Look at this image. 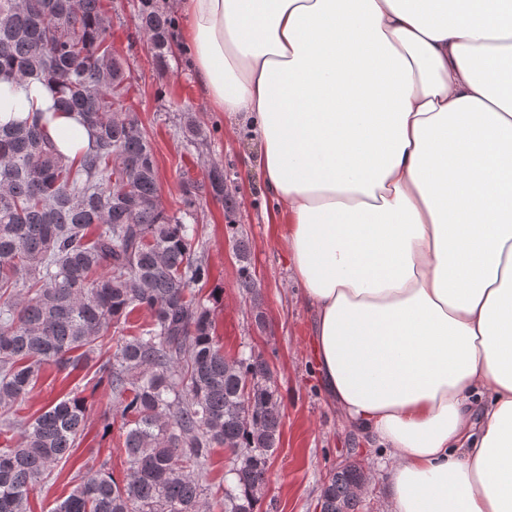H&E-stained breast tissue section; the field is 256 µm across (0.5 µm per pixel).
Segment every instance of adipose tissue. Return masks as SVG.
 I'll return each instance as SVG.
<instances>
[{"instance_id": "1", "label": "adipose tissue", "mask_w": 512, "mask_h": 512, "mask_svg": "<svg viewBox=\"0 0 512 512\" xmlns=\"http://www.w3.org/2000/svg\"><path fill=\"white\" fill-rule=\"evenodd\" d=\"M390 512H512V0H181Z\"/></svg>"}]
</instances>
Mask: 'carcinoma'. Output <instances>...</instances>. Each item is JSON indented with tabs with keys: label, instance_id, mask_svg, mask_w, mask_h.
<instances>
[{
	"label": "carcinoma",
	"instance_id": "cac0c4a2",
	"mask_svg": "<svg viewBox=\"0 0 512 512\" xmlns=\"http://www.w3.org/2000/svg\"><path fill=\"white\" fill-rule=\"evenodd\" d=\"M138 26L164 67L172 20L140 0ZM132 76L112 52L103 0H0V84H36L52 110L79 118L89 143L58 152L47 114L0 122V512H29V495L79 443L85 400L62 399L33 421L19 412L46 366L95 362L122 419L124 479L106 464L78 472L52 512H208L198 473L212 450L234 457L218 512H255L282 416L260 354L229 359L194 289L208 268L194 257L195 183L179 214L161 203L146 132L125 105ZM212 193L233 206L224 171ZM240 286L255 288L249 241L235 239ZM150 320L124 334L136 310ZM113 335H108V330ZM116 341V349L110 342ZM359 464L337 469L319 512H358Z\"/></svg>",
	"mask_w": 512,
	"mask_h": 512
}]
</instances>
